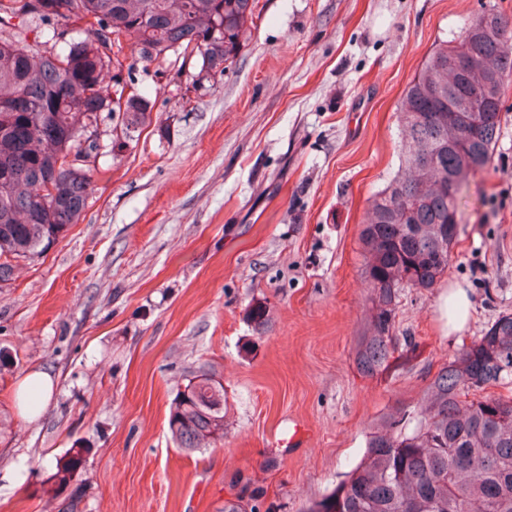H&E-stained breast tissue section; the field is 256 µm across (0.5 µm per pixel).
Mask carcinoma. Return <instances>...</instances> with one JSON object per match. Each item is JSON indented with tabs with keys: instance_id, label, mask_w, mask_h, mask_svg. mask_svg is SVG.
Instances as JSON below:
<instances>
[{
	"instance_id": "obj_1",
	"label": "carcinoma",
	"mask_w": 512,
	"mask_h": 512,
	"mask_svg": "<svg viewBox=\"0 0 512 512\" xmlns=\"http://www.w3.org/2000/svg\"><path fill=\"white\" fill-rule=\"evenodd\" d=\"M257 0H0V283L13 262L43 254L79 222L100 147H84L88 127L112 123L121 150L149 123L151 100L132 77L136 62L162 66L174 54L185 90L206 88L249 44ZM34 34V44L27 43ZM138 47L128 60L124 44ZM466 58V75L455 71ZM494 69L499 80L482 82ZM127 71L125 84L104 73ZM512 75V35L488 11L422 63L400 103L407 175L371 201L361 230L372 288L370 332L356 350L362 374L386 368L396 345L404 282L431 288L452 260L451 229L469 176L491 159L501 124L504 78ZM472 100L448 113V96ZM84 159L82 164L70 160ZM512 385V314L499 317L444 364L410 411L389 415L361 461L307 512H512V395L476 397ZM168 426L193 451L224 438V385L194 375L171 403ZM83 448L56 463L51 481L71 488L78 512Z\"/></svg>"
}]
</instances>
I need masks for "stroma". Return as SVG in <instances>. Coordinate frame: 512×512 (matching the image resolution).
Segmentation results:
<instances>
[{"mask_svg":"<svg viewBox=\"0 0 512 512\" xmlns=\"http://www.w3.org/2000/svg\"><path fill=\"white\" fill-rule=\"evenodd\" d=\"M512 0H258L243 56L212 87L169 73L151 122L99 157L78 224L0 285V512H60L49 478L87 448L79 512H306L362 458L383 418L512 314V75L489 165L459 200L453 259L399 296L396 350L362 375L360 230L400 164L399 105L436 44ZM470 301L449 333V286ZM264 305L265 321L251 318ZM48 373L35 420L20 384ZM224 385V437L178 448L187 378Z\"/></svg>","mask_w":512,"mask_h":512,"instance_id":"1","label":"stroma"}]
</instances>
